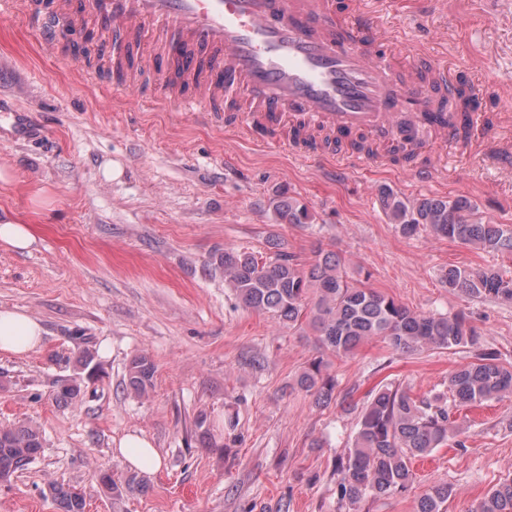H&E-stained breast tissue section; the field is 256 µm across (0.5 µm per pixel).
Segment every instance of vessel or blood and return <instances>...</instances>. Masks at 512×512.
Masks as SVG:
<instances>
[{"label": "vessel or blood", "mask_w": 512, "mask_h": 512, "mask_svg": "<svg viewBox=\"0 0 512 512\" xmlns=\"http://www.w3.org/2000/svg\"><path fill=\"white\" fill-rule=\"evenodd\" d=\"M42 45L95 13L116 42L151 41L139 65L154 71L163 101L185 111L229 102L228 126L249 136L286 125L302 137L399 135L408 147L453 140L438 115L451 96L440 63L396 73L380 16L353 13L347 27L333 0H22Z\"/></svg>", "instance_id": "1"}]
</instances>
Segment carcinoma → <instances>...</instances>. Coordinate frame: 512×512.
<instances>
[{"label": "carcinoma", "mask_w": 512, "mask_h": 512, "mask_svg": "<svg viewBox=\"0 0 512 512\" xmlns=\"http://www.w3.org/2000/svg\"><path fill=\"white\" fill-rule=\"evenodd\" d=\"M381 206L398 232L414 238L423 231L438 239L460 242L487 253L512 256V228L484 219L466 197H431L410 202L387 186L378 189ZM280 219L297 226L310 223L306 205L278 190L270 199ZM212 265L224 273V284L238 303L257 313H270L290 327H310L316 333L318 355L294 379V387L313 397L320 408L348 402L352 393L337 398L336 380L329 373V357H347L361 345L380 338L393 352L448 350L474 347L479 333L467 316L414 311L361 280L350 277L342 257L322 248L315 259L278 251L265 260L252 252L226 248L212 256ZM448 290L472 298L512 301V275L494 267L450 265L442 274ZM156 366L146 354L135 357L127 370L126 389L145 396L154 386ZM449 392L414 396L385 384L371 393L358 421L351 446L336 459V493L345 512H362L369 500L404 494L412 488V460L444 447L462 431L452 419L448 397L457 407L480 406L512 395V366L494 354L479 350L472 360L448 376ZM80 394L71 380L58 384L56 400L70 403ZM42 436L32 426L0 428V482L8 481L40 453ZM103 487L119 500L145 493L147 482L135 474ZM51 493L61 512H85V496L75 488L54 485ZM454 490L437 483L417 501L415 512H447ZM474 512H512V475L488 491Z\"/></svg>", "instance_id": "1"}]
</instances>
